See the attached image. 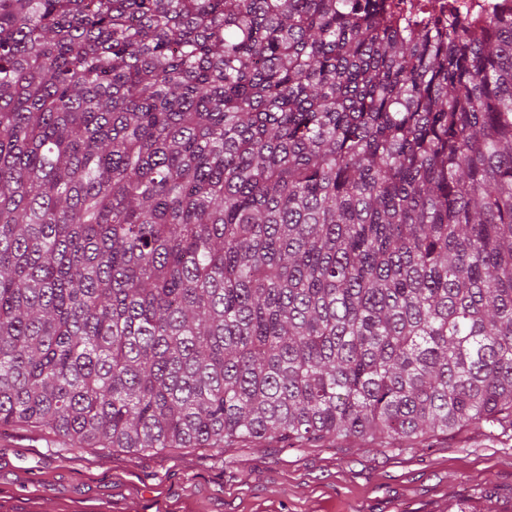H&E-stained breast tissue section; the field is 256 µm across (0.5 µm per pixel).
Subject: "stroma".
<instances>
[{
  "label": "stroma",
  "mask_w": 512,
  "mask_h": 512,
  "mask_svg": "<svg viewBox=\"0 0 512 512\" xmlns=\"http://www.w3.org/2000/svg\"><path fill=\"white\" fill-rule=\"evenodd\" d=\"M488 491L497 512H512V429L465 427L403 451L347 439L153 455L0 432V512H448Z\"/></svg>",
  "instance_id": "stroma-1"
}]
</instances>
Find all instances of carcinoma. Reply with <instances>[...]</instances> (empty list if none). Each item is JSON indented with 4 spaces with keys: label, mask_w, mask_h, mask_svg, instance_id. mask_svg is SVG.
Returning <instances> with one entry per match:
<instances>
[{
    "label": "carcinoma",
    "mask_w": 512,
    "mask_h": 512,
    "mask_svg": "<svg viewBox=\"0 0 512 512\" xmlns=\"http://www.w3.org/2000/svg\"><path fill=\"white\" fill-rule=\"evenodd\" d=\"M512 427V23L0 0V427L72 448Z\"/></svg>",
    "instance_id": "obj_1"
}]
</instances>
